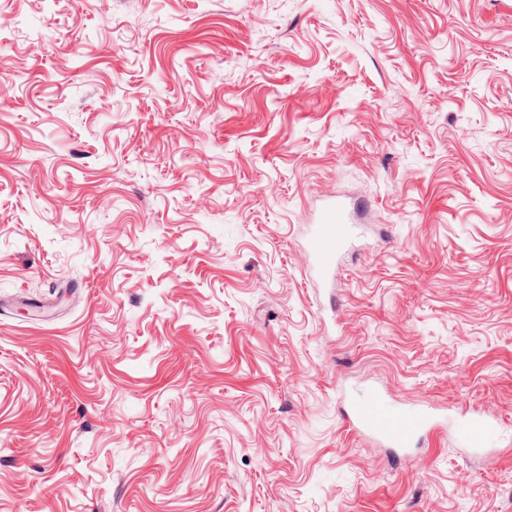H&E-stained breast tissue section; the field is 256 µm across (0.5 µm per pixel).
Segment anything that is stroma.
Returning a JSON list of instances; mask_svg holds the SVG:
<instances>
[{
  "mask_svg": "<svg viewBox=\"0 0 512 512\" xmlns=\"http://www.w3.org/2000/svg\"><path fill=\"white\" fill-rule=\"evenodd\" d=\"M1 15L0 512H512V0ZM365 385L503 439L393 453ZM348 219L345 205L337 200L323 207L320 224L309 240V267L320 279L329 278L336 269V258L348 240ZM452 421V431L459 444L466 448H495L502 437L499 422L490 419L479 411L463 408L448 413Z\"/></svg>",
  "mask_w": 512,
  "mask_h": 512,
  "instance_id": "stroma-1",
  "label": "stroma"
}]
</instances>
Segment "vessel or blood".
<instances>
[{"label":"vessel or blood","mask_w":512,"mask_h":512,"mask_svg":"<svg viewBox=\"0 0 512 512\" xmlns=\"http://www.w3.org/2000/svg\"><path fill=\"white\" fill-rule=\"evenodd\" d=\"M349 215L341 202H328L321 220L309 240V267L320 279L333 275L336 259L347 240ZM346 417L360 432L381 439L389 447L407 448L416 437L438 420L429 406L394 401L376 388L362 392L359 399L347 402ZM452 431L459 444L466 448L495 447L502 437L499 422L481 412L464 408L451 413Z\"/></svg>","instance_id":"b4317fda"}]
</instances>
